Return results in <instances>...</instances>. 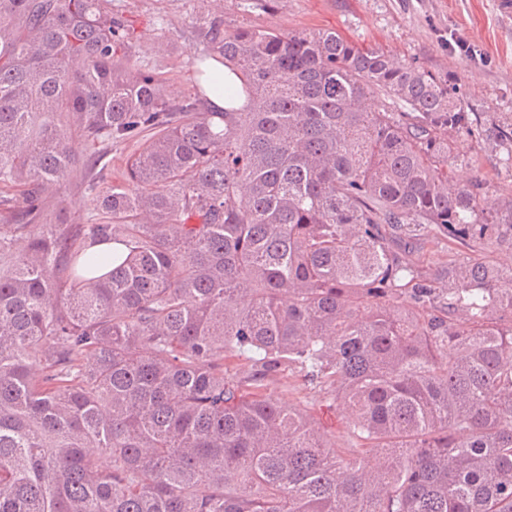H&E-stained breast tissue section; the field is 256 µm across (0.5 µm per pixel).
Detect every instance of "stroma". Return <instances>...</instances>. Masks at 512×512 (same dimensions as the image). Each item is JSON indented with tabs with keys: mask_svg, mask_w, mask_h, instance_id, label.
Wrapping results in <instances>:
<instances>
[{
	"mask_svg": "<svg viewBox=\"0 0 512 512\" xmlns=\"http://www.w3.org/2000/svg\"><path fill=\"white\" fill-rule=\"evenodd\" d=\"M241 0H112L130 32L129 52L137 65L163 73L172 96L191 91L197 65L207 52L200 22L208 17L225 29L243 25L288 30H330L363 48H382L399 59L439 73H452L462 105L487 119L512 123V18L501 15L497 0H263L243 10ZM474 45L469 57L452 51L451 37ZM70 146L77 165L48 198L49 219L64 217L69 224H89L97 210L85 189L83 171L90 161L105 156L109 178L122 179L129 148L104 146L71 132ZM461 151L477 156V171L490 189L512 182V161L505 151L464 142ZM456 179L473 171L453 164ZM268 391L284 404L313 417L337 447L350 438L332 401L302 387L299 376L287 375L269 383Z\"/></svg>",
	"mask_w": 512,
	"mask_h": 512,
	"instance_id": "35a3bbf8",
	"label": "stroma"
}]
</instances>
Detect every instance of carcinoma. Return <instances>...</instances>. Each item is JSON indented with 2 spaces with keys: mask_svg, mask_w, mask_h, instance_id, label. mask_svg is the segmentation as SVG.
Instances as JSON below:
<instances>
[{
  "mask_svg": "<svg viewBox=\"0 0 512 512\" xmlns=\"http://www.w3.org/2000/svg\"><path fill=\"white\" fill-rule=\"evenodd\" d=\"M200 30L222 112L213 79L172 98L132 63L112 0H0V512H512V266L487 255L512 187L448 175L464 137L512 160V126L334 31ZM72 129L137 148L96 223L47 224ZM99 242L125 253L88 277ZM287 372L352 447L266 392Z\"/></svg>",
  "mask_w": 512,
  "mask_h": 512,
  "instance_id": "1",
  "label": "carcinoma"
}]
</instances>
